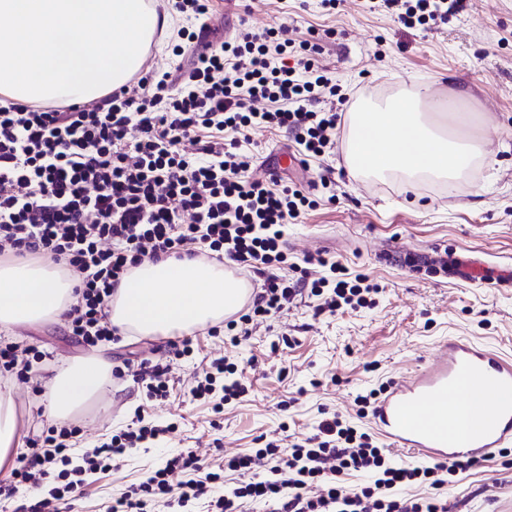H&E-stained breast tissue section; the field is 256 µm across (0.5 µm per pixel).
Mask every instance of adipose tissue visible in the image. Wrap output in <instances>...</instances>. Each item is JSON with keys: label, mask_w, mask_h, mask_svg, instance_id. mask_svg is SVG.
Listing matches in <instances>:
<instances>
[{"label": "adipose tissue", "mask_w": 512, "mask_h": 512, "mask_svg": "<svg viewBox=\"0 0 512 512\" xmlns=\"http://www.w3.org/2000/svg\"><path fill=\"white\" fill-rule=\"evenodd\" d=\"M460 88L446 98H424L414 91L385 107L365 111L382 129L376 140L350 131L347 155L365 157L374 174L400 173L407 181L422 176L456 180L472 158L482 156V141L439 133L434 117H446L466 101ZM428 112H421V104ZM74 281L57 265L40 260L0 261V330L57 322L68 311ZM245 287L225 272L222 263L166 257L133 267L109 302V318L123 336L169 337L221 322L242 305ZM112 382L111 367L91 355L65 365L49 382L47 416L66 422L85 402L101 399ZM21 448L16 437L12 387L0 388V477Z\"/></svg>", "instance_id": "1"}]
</instances>
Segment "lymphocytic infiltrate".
<instances>
[{"label":"lymphocytic infiltrate","mask_w":512,"mask_h":512,"mask_svg":"<svg viewBox=\"0 0 512 512\" xmlns=\"http://www.w3.org/2000/svg\"><path fill=\"white\" fill-rule=\"evenodd\" d=\"M169 15L168 43L178 62L164 73L131 78L95 103L0 100V256L49 257L76 277L79 298L66 314L70 335L96 347L115 340L108 303L129 269L146 260L188 256L262 275L238 318L226 321L231 343L251 336L304 297L316 313L371 307L380 292L363 275L318 258L326 275L286 274V224L313 207L308 191L253 174L256 128L284 132L306 158L335 153L347 96L306 51L292 50L287 24L239 29L212 38L215 0H152ZM467 8V0H367L364 9L407 28H426ZM169 367L128 361L114 378L149 384L151 398L170 394ZM235 364H202L189 391L215 412L240 399L246 385ZM79 426H48L28 439L30 451L11 472L13 487L50 483L30 512H60L82 491L64 465ZM158 426L127 428L86 452L88 468L118 467L126 451L163 435ZM460 464L396 461L342 416L286 445L271 439L246 454L203 464L193 450L168 458L144 482L126 486L104 512H447L440 496ZM239 483L224 484L225 472ZM366 484L350 488L344 477ZM427 485V497L405 488Z\"/></svg>","instance_id":"1"}]
</instances>
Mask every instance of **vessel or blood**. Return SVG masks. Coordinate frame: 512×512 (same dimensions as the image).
I'll use <instances>...</instances> for the list:
<instances>
[{"mask_svg": "<svg viewBox=\"0 0 512 512\" xmlns=\"http://www.w3.org/2000/svg\"><path fill=\"white\" fill-rule=\"evenodd\" d=\"M443 277L512 287V275L448 254ZM374 429L393 446L440 462L488 457L512 446V363L486 347L457 337L437 358L395 381L371 415Z\"/></svg>", "mask_w": 512, "mask_h": 512, "instance_id": "1", "label": "vessel or blood"}]
</instances>
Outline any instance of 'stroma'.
<instances>
[{
	"instance_id": "stroma-1",
	"label": "stroma",
	"mask_w": 512,
	"mask_h": 512,
	"mask_svg": "<svg viewBox=\"0 0 512 512\" xmlns=\"http://www.w3.org/2000/svg\"><path fill=\"white\" fill-rule=\"evenodd\" d=\"M294 43H316L325 66L350 109L387 99L391 89L406 92L449 85L466 87L472 112L492 121L486 158L478 176L463 188L427 195L399 185L387 190L379 178L351 173L344 148L313 158L308 169L280 168L284 183L303 184L331 169L335 197L317 196V205L286 229L289 262L303 264L309 278L320 276L317 257L333 258L350 273L365 275L380 287L371 308L315 315L312 303L276 315L270 328L240 344L225 335L195 330L194 354L179 357L165 337L132 336L98 346L109 364L169 358L175 382L167 402H152L144 384L111 387L109 410L90 403L77 414L82 432L70 451L71 466L83 452L136 418L177 428L146 448L128 451L121 468L85 473L83 493L68 512H98L129 483L143 481L166 458L191 448L205 458L256 448L260 436L309 432L333 414L357 419L355 399L383 383L412 374L431 360L439 342L466 337L512 359V288H488L458 279L411 273L408 254L448 250L512 264V0H470L468 10L431 29H408L390 17L369 14L360 0H343L327 13L317 0H288ZM275 0H217L212 27L238 25L263 29L278 20ZM453 74L452 83L441 82ZM396 257L378 261L385 249ZM18 341L43 352L31 365L32 377L50 364L74 363L89 349L70 336L65 324L48 322L18 332ZM280 342L278 352L270 345ZM226 358L244 370L251 387L221 414L192 399L182 383L198 360ZM448 512H512V455L492 454L457 476L444 490Z\"/></svg>"
}]
</instances>
